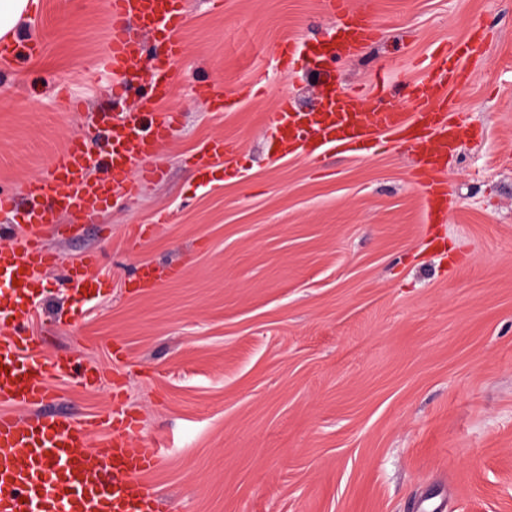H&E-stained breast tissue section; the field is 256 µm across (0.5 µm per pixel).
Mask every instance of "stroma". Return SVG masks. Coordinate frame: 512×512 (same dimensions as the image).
Segmentation results:
<instances>
[{
  "label": "stroma",
  "instance_id": "1",
  "mask_svg": "<svg viewBox=\"0 0 512 512\" xmlns=\"http://www.w3.org/2000/svg\"><path fill=\"white\" fill-rule=\"evenodd\" d=\"M356 2L380 37L310 75L279 49L337 36L326 0H187L162 176L45 236L66 263L99 252L106 287L71 295L50 268L28 301L36 345L75 366L42 411L135 417L131 438L161 445V512H512V0ZM110 28L108 0H38L20 23L0 61V190L112 112ZM475 28L443 220L407 147L274 158L281 98L313 110L321 86L366 94L382 74L411 111L438 50ZM217 137L239 153L206 185L192 158ZM146 264L180 274L141 288Z\"/></svg>",
  "mask_w": 512,
  "mask_h": 512
}]
</instances>
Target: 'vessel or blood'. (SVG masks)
<instances>
[{
	"instance_id": "obj_1",
	"label": "vessel or blood",
	"mask_w": 512,
	"mask_h": 512,
	"mask_svg": "<svg viewBox=\"0 0 512 512\" xmlns=\"http://www.w3.org/2000/svg\"><path fill=\"white\" fill-rule=\"evenodd\" d=\"M112 36L106 67L113 77V97L122 111L112 113L104 129L71 138L54 156L45 178L29 182L23 195L0 193V213L22 211L16 243H0V512H157L158 493L145 479L161 460L153 441L136 445L122 435L96 434L94 420L73 421L43 414L53 397L48 378L70 372L71 362L44 357L25 338L24 300L40 288L43 270L58 263L42 239L44 229L59 217L94 223L110 193L135 195L139 182L132 168L155 158L161 144L177 126L175 115L160 106L171 95L168 65L179 59L184 46L175 34L185 21V0H109ZM341 17L340 41L287 42L288 56L305 54L309 67L335 61L373 41L377 29L361 8L349 0H333ZM151 34L165 46L162 58L147 70L148 94L133 96V67L144 52L142 37ZM478 38L452 43L439 51L437 62L415 84L421 106L413 112L384 108L389 95L385 81L363 98L325 90L320 107L297 110L281 101L272 117L281 157H296L308 145L326 152L352 151L360 142L390 135L410 142L416 157L415 175L433 209L448 200L440 161L455 151L459 131L448 119L457 106L444 93L457 80L461 60L481 53ZM133 107H126V100ZM235 142L213 139L199 158L201 176L214 163L233 155ZM104 169L107 177L91 179ZM97 257L86 253L72 263L65 286L98 297L103 281L96 273Z\"/></svg>"
}]
</instances>
